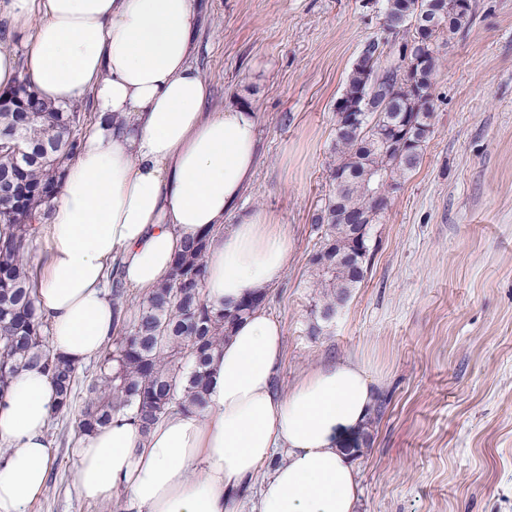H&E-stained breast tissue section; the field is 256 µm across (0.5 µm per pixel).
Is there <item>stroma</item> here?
I'll return each mask as SVG.
<instances>
[{
  "mask_svg": "<svg viewBox=\"0 0 512 512\" xmlns=\"http://www.w3.org/2000/svg\"><path fill=\"white\" fill-rule=\"evenodd\" d=\"M194 63L211 107L245 103L259 163L241 205L286 224L288 268L266 309L284 331L275 391L321 364L367 369L374 405L340 448L356 512H512V0H473L440 47L433 134L373 225L370 264L314 331L313 217L330 188L336 100L364 43L384 36L365 0H200ZM47 483L29 512H125L76 484L73 415H53Z\"/></svg>",
  "mask_w": 512,
  "mask_h": 512,
  "instance_id": "35a3bbf8",
  "label": "stroma"
}]
</instances>
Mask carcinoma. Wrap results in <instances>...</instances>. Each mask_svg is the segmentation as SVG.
Returning a JSON list of instances; mask_svg holds the SVG:
<instances>
[{"label": "carcinoma", "mask_w": 512, "mask_h": 512, "mask_svg": "<svg viewBox=\"0 0 512 512\" xmlns=\"http://www.w3.org/2000/svg\"><path fill=\"white\" fill-rule=\"evenodd\" d=\"M400 0H384L383 27L401 35L409 55L398 57L396 44L372 38L364 56L353 63L339 101L364 109L366 99L380 102L378 111L365 113L361 128L334 129L331 189L315 219L321 232L319 246L309 258L315 295L313 309L328 321L354 288L364 280L370 253L358 257L354 271L336 256L353 252L349 217L361 214L365 223H379L388 207L384 197L373 196L385 178L400 185L423 159V144L433 133V86L439 66V44L464 29L472 8L448 11V0H416L419 16L429 21L399 22ZM83 116L42 98L27 76L7 94L0 93V128L18 129L21 151L0 146V182L12 186L9 201H0V398L13 378L29 366H40L56 387L55 412L72 410V396L80 365L49 347L47 323L35 306L31 255L40 227L49 218L48 203L64 167L80 148L76 131ZM410 125L420 145L403 141L394 127ZM210 231L186 242L174 259L170 279L151 295L137 301L111 277L116 334L98 356V372L87 385L76 431L88 436L108 425L112 412L128 409L130 419L148 431L174 410L206 405L209 367L237 321L263 306L267 293L252 295L234 309L217 307L206 299L203 283ZM138 314L129 321L127 308Z\"/></svg>", "instance_id": "1"}]
</instances>
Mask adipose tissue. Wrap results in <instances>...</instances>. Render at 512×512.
I'll use <instances>...</instances> for the list:
<instances>
[{
	"label": "adipose tissue",
	"instance_id": "adipose-tissue-1",
	"mask_svg": "<svg viewBox=\"0 0 512 512\" xmlns=\"http://www.w3.org/2000/svg\"><path fill=\"white\" fill-rule=\"evenodd\" d=\"M0 15L27 36L24 60L0 50V92L24 73L47 100L94 104L34 261L54 353L96 358L115 331L112 267L148 296L183 242L207 229L210 303L230 309L282 280L285 225L239 209L258 162L256 114L243 103L211 109L193 62L198 0H0ZM283 349L279 322L257 308L216 352L203 411L172 412L145 434L114 412L74 450L83 496L123 493L128 512H239L238 493L271 462L255 512H355L356 472L339 439L364 427L372 380L348 360L278 395ZM54 405L37 367L0 398V512H28L44 488Z\"/></svg>",
	"mask_w": 512,
	"mask_h": 512
}]
</instances>
